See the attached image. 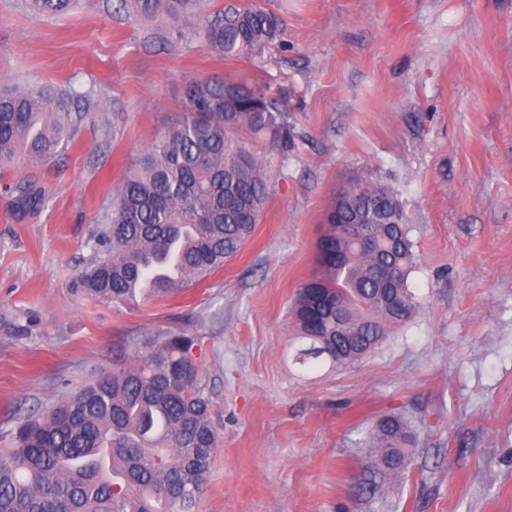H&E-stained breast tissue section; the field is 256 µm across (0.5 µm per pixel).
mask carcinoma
<instances>
[{"mask_svg": "<svg viewBox=\"0 0 512 512\" xmlns=\"http://www.w3.org/2000/svg\"><path fill=\"white\" fill-rule=\"evenodd\" d=\"M147 19L180 14L195 25L196 0H122ZM74 0H27L55 16ZM198 34L213 51L243 56L280 40L278 16L261 7L229 6ZM68 90L36 84L0 89V161L50 159L75 123ZM244 129L274 143L291 138L270 87L196 78L183 109L133 159L115 189L104 248L75 278L76 291L116 305L184 290L234 258L251 237L269 196L260 158L228 140ZM15 207L38 211L44 191L15 186ZM369 222L376 250L355 249L343 225ZM318 269L292 309L303 359L352 364L418 304L408 279L412 244L394 193L379 184L340 188L322 217ZM194 338L142 340L136 362L104 371L27 421L0 451V512H194L204 491L217 436L210 404L197 386ZM417 438L398 416L372 430L365 467L386 477L403 472Z\"/></svg>", "mask_w": 512, "mask_h": 512, "instance_id": "obj_1", "label": "carcinoma"}]
</instances>
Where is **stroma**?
<instances>
[{
    "instance_id": "35a3bbf8",
    "label": "stroma",
    "mask_w": 512,
    "mask_h": 512,
    "mask_svg": "<svg viewBox=\"0 0 512 512\" xmlns=\"http://www.w3.org/2000/svg\"><path fill=\"white\" fill-rule=\"evenodd\" d=\"M259 6L281 42L210 52L180 17L81 0L52 17L0 0V83L94 94L49 162L0 169V446L140 336L194 337L217 448L195 512H512V0H199V21ZM267 84L288 148L236 132L271 192L224 268L115 306L76 293L113 191L182 106L186 81ZM42 188L20 214L14 187ZM382 184L414 254V318L359 361L298 363L291 316L343 186ZM404 418L407 469L364 485L371 430Z\"/></svg>"
}]
</instances>
